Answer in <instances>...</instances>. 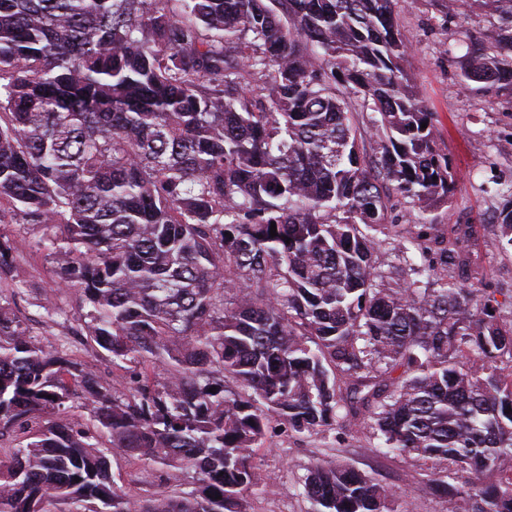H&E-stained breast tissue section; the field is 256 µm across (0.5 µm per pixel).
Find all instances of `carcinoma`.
<instances>
[{
	"mask_svg": "<svg viewBox=\"0 0 512 512\" xmlns=\"http://www.w3.org/2000/svg\"><path fill=\"white\" fill-rule=\"evenodd\" d=\"M475 2L499 26L461 76L496 94L512 0ZM398 4L0 0V224L42 230L86 344L126 372L32 330L0 232V512H245L267 439L345 423L421 461L455 512H512V315L470 282L469 232L430 217L457 174ZM499 218L512 247V201ZM117 455L158 490L129 495ZM302 495L398 512L334 459ZM75 351V358L78 362L90 368L93 372L98 375L106 377L112 382V377L116 378L123 374V371L115 370L112 368V362L108 359L98 356L93 353L90 349L85 350L81 344L82 336H68Z\"/></svg>",
	"mask_w": 512,
	"mask_h": 512,
	"instance_id": "obj_1",
	"label": "carcinoma"
}]
</instances>
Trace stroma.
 Segmentation results:
<instances>
[{
	"label": "stroma",
	"mask_w": 512,
	"mask_h": 512,
	"mask_svg": "<svg viewBox=\"0 0 512 512\" xmlns=\"http://www.w3.org/2000/svg\"><path fill=\"white\" fill-rule=\"evenodd\" d=\"M495 21L473 0H457L451 13L444 0H403L396 16L413 42L406 70L433 112L441 132L439 147L457 172L453 196L438 204L432 216L445 228L471 225V265L487 287L500 289L506 299L512 297V249L501 247L498 213L504 205L502 191L512 185V89L489 96L469 92L460 66L467 41L482 38ZM0 229L21 246L19 265L31 299L48 297L60 308L59 323L51 328L52 334H60L77 316L78 293L59 286L53 264L36 250L39 228L7 224ZM379 444L365 430L348 431L336 440L320 434L274 438L256 458L269 485L248 498L247 512H307L302 480L313 463L327 456L395 492L399 512H451L452 503L430 489L419 461L383 453Z\"/></svg>",
	"instance_id": "1"
}]
</instances>
